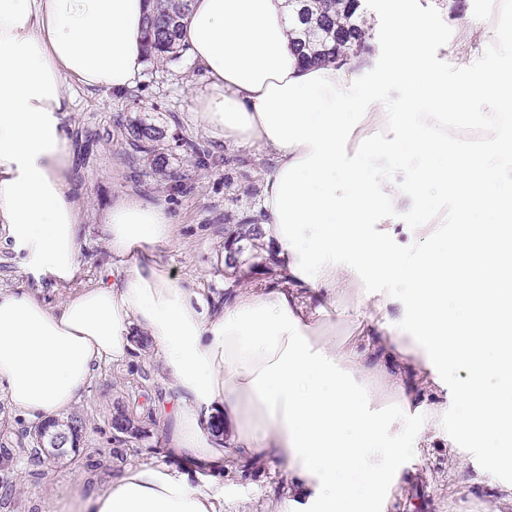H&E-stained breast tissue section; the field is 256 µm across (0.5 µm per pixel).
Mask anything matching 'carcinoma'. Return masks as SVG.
<instances>
[{"mask_svg": "<svg viewBox=\"0 0 512 512\" xmlns=\"http://www.w3.org/2000/svg\"><path fill=\"white\" fill-rule=\"evenodd\" d=\"M156 11L147 17L146 42L143 46L145 56L156 60L175 61L181 57L183 48L180 43L183 20L187 15L191 0H155ZM300 9L292 12V25L295 34L293 46L301 59L309 64L334 63L350 52L367 49L368 32L359 21L356 11L359 0H297ZM131 145L139 147L149 141L158 140L156 133L144 126L131 128ZM263 232L261 225L247 219L235 225L228 238L239 243L236 253L224 255V265L235 269L239 256L245 251L259 259L253 267L260 269L264 258L263 244L260 243ZM66 428L69 435V447L79 445L86 420L79 412L54 426ZM133 430L141 434V427L126 411L120 410L112 417V429L121 433V429Z\"/></svg>", "mask_w": 512, "mask_h": 512, "instance_id": "cac0c4a2", "label": "carcinoma"}]
</instances>
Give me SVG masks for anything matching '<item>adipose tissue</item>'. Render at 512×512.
Instances as JSON below:
<instances>
[{"instance_id":"1","label":"adipose tissue","mask_w":512,"mask_h":512,"mask_svg":"<svg viewBox=\"0 0 512 512\" xmlns=\"http://www.w3.org/2000/svg\"><path fill=\"white\" fill-rule=\"evenodd\" d=\"M151 7L0 0V247L35 281L0 288V397L34 425L65 420L142 334L177 401L163 458L72 496L70 512H224L214 472L257 462L285 477L265 512H390L447 413L449 452L512 512V478L489 464L512 463V196L499 189L512 29L467 9L459 33L490 52L452 66L447 33L399 13L374 61L307 65L288 0H194V117L226 147L272 155L258 214L275 273L208 304L156 259L176 238L166 204L121 196L102 231L124 277L53 306L38 283L79 276L83 232L67 89H133ZM455 112L478 141L449 137ZM374 155L410 167L373 175ZM452 212L464 241L441 250Z\"/></svg>"}]
</instances>
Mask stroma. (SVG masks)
Instances as JSON below:
<instances>
[{
	"mask_svg": "<svg viewBox=\"0 0 512 512\" xmlns=\"http://www.w3.org/2000/svg\"><path fill=\"white\" fill-rule=\"evenodd\" d=\"M416 11L447 27L458 53L481 50L480 40L460 39L453 0H364L370 54L383 52L394 13ZM203 84L200 67L185 54L171 62L146 60L139 84L122 95L70 88L71 178L85 228L78 256L81 272L73 284L48 289L47 302L59 303L71 288L109 285L123 276L124 265L112 256L100 232L105 210L122 195L168 204L180 242L159 248L157 259L184 285L217 300L248 285V275L225 268L224 241L235 224L252 214L274 160L254 148H225L197 124L195 90ZM135 124L159 132L156 151L133 149L129 131ZM172 406L157 353L147 343L133 362L105 365L95 377L77 404L87 428L76 451L64 458L45 454L33 462L19 452V445L29 441L31 426L4 418L0 405V446L15 451L12 469L0 472V481L14 486L11 496L0 498V512H44L51 499L73 490L77 477H84V489L90 492L121 471L118 462L107 468L97 464L100 453L114 446L111 418L116 408H125L143 427L125 445L126 462L135 463L146 453L161 454L172 427ZM278 478L271 463L225 471L224 500L231 507L261 512ZM471 478V472L457 468L447 449H430L397 496L393 512H495L493 501L476 491Z\"/></svg>",
	"mask_w": 512,
	"mask_h": 512,
	"instance_id": "stroma-1",
	"label": "stroma"
}]
</instances>
